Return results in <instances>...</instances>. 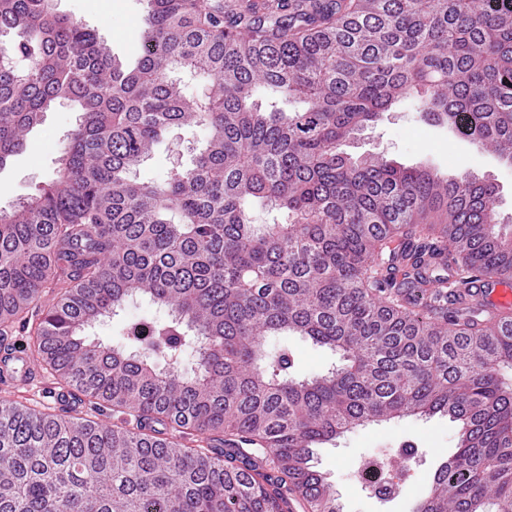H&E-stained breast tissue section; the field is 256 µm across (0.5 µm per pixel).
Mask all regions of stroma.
Returning a JSON list of instances; mask_svg holds the SVG:
<instances>
[{"instance_id":"35a3bbf8","label":"stroma","mask_w":512,"mask_h":512,"mask_svg":"<svg viewBox=\"0 0 512 512\" xmlns=\"http://www.w3.org/2000/svg\"><path fill=\"white\" fill-rule=\"evenodd\" d=\"M54 5L60 13L95 29L121 61L130 64L140 55L147 0H54ZM77 121V108L70 104L44 113L40 125L28 134L23 150L0 170V210L13 209L52 178L62 142ZM205 138V131L196 127L171 129L137 168L135 179L158 181L168 169L189 164ZM357 150L383 153L408 165L423 161L451 174L463 168L490 173L501 189L500 210L512 212V167L456 133L423 122L415 101H406L386 114L368 130ZM283 346L288 347L294 371L300 376L319 372L332 359L329 351L299 338L271 343L275 350ZM455 443L456 429L448 418H408L355 428L316 448L315 462L335 486L342 512H414L435 470ZM402 448L411 450L413 459L400 493L392 499L375 497L355 476L359 462L371 455L393 457Z\"/></svg>"}]
</instances>
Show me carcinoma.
<instances>
[{"label": "carcinoma", "mask_w": 512, "mask_h": 512, "mask_svg": "<svg viewBox=\"0 0 512 512\" xmlns=\"http://www.w3.org/2000/svg\"><path fill=\"white\" fill-rule=\"evenodd\" d=\"M148 4L128 68L52 0H0V169L80 111L55 176L0 211V340L27 334L81 403L0 401V512H342L314 449L437 414L456 445L416 512L512 505V310L457 307L512 276L499 186L342 150L414 97L512 164V0ZM184 126L208 130L190 165L130 177ZM137 299L166 318L92 334ZM290 336L341 364L296 375L268 349Z\"/></svg>", "instance_id": "1"}]
</instances>
